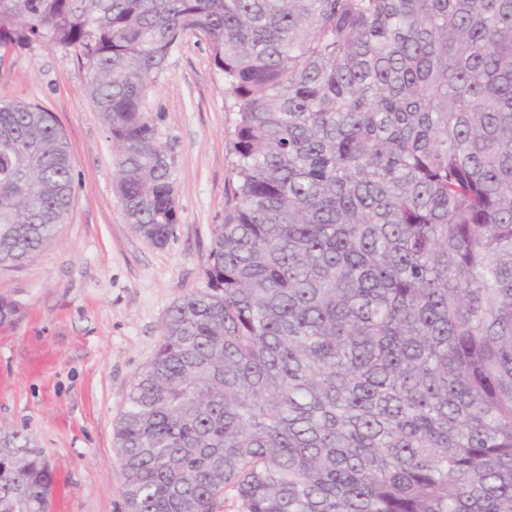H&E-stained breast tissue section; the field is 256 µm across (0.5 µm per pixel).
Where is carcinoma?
<instances>
[{
    "label": "carcinoma",
    "mask_w": 512,
    "mask_h": 512,
    "mask_svg": "<svg viewBox=\"0 0 512 512\" xmlns=\"http://www.w3.org/2000/svg\"><path fill=\"white\" fill-rule=\"evenodd\" d=\"M188 32L236 180L113 428L124 512H512V0H0V53L85 61L158 247L176 182L144 100ZM73 167L52 113L0 100L1 273L54 241ZM52 491L1 429L0 512Z\"/></svg>",
    "instance_id": "cac0c4a2"
}]
</instances>
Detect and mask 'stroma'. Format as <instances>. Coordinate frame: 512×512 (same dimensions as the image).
Masks as SVG:
<instances>
[{"label":"stroma","mask_w":512,"mask_h":512,"mask_svg":"<svg viewBox=\"0 0 512 512\" xmlns=\"http://www.w3.org/2000/svg\"><path fill=\"white\" fill-rule=\"evenodd\" d=\"M86 83L74 53L42 44L0 76V100L52 112L74 158L73 203L56 240L22 272L0 276V295L20 306L14 324L0 325V427L45 448L69 483L66 512H123L113 427L169 310L202 283L233 179V116L223 74L186 34L145 100L174 159L180 216L160 248L125 219L118 152Z\"/></svg>","instance_id":"1"}]
</instances>
